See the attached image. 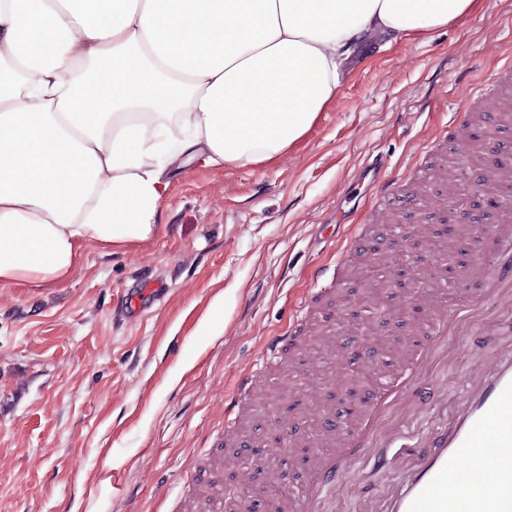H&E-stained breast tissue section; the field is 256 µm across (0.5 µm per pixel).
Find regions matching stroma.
<instances>
[{"label":"stroma","instance_id":"35a3bbf8","mask_svg":"<svg viewBox=\"0 0 512 512\" xmlns=\"http://www.w3.org/2000/svg\"><path fill=\"white\" fill-rule=\"evenodd\" d=\"M509 52L512 0L366 48L335 107L277 165L185 168L143 246L89 248L56 288H0V512H180L224 442L232 373L261 365L314 273L334 268L348 241L329 225L370 222L364 168L410 177ZM452 344L451 415L460 382L495 350ZM311 370L276 372L242 441L264 443L267 398Z\"/></svg>","mask_w":512,"mask_h":512}]
</instances>
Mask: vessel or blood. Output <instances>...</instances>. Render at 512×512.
I'll return each mask as SVG.
<instances>
[{
	"label": "vessel or blood",
	"mask_w": 512,
	"mask_h": 512,
	"mask_svg": "<svg viewBox=\"0 0 512 512\" xmlns=\"http://www.w3.org/2000/svg\"><path fill=\"white\" fill-rule=\"evenodd\" d=\"M512 88V57L507 58L493 77L483 83L457 112L447 130L425 151L422 159L433 171L441 193L458 194L463 179L459 167L448 164L449 156L465 151L474 120L496 130L504 109L500 99ZM375 186L371 220L387 221L384 198L403 192L407 203L426 209L430 199L418 188H404L402 182L381 180L375 169H368ZM480 184L499 199L501 219L491 229L487 243L495 257L483 265L478 281L458 279L457 288L468 297L457 303L447 300L442 289H426L418 300L425 307L426 321L413 340L396 336L386 342L393 363L376 369L380 383L372 399L342 427L328 426L318 437L309 439L312 450L307 482L283 498L271 501L270 512H320V503L330 490H343V475L350 462L370 458L375 468H399L401 479L387 491L378 512H512V345L474 368L468 375L461 401L452 422L440 423L430 442L404 446L401 438H390L387 449L376 447L373 436L388 415L399 412L406 403L430 409L442 400L443 387L432 382V353L447 349L449 337L475 331L479 339L495 340L501 326L483 319L488 304L512 303V159L504 157L495 140H487L483 163L477 170ZM330 278L318 272L293 324L280 336L267 341V357L262 366L232 376V395L224 402V437L232 439L252 418V406L269 375L287 354L305 344L307 324L320 309L333 310ZM483 456H476V449ZM488 467L483 483L471 478L478 459Z\"/></svg>",
	"instance_id": "vessel-or-blood-1"
}]
</instances>
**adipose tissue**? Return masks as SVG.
Segmentation results:
<instances>
[{"instance_id":"obj_1","label":"adipose tissue","mask_w":512,"mask_h":512,"mask_svg":"<svg viewBox=\"0 0 512 512\" xmlns=\"http://www.w3.org/2000/svg\"><path fill=\"white\" fill-rule=\"evenodd\" d=\"M478 0H0V287L149 241L180 168L276 164L363 46Z\"/></svg>"}]
</instances>
